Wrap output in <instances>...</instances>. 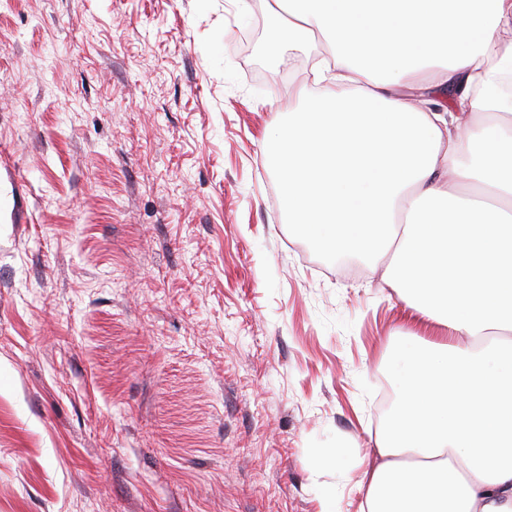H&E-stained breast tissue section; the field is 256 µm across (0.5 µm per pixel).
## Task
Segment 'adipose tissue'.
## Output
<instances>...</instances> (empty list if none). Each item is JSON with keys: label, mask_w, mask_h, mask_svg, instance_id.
Wrapping results in <instances>:
<instances>
[{"label": "adipose tissue", "mask_w": 512, "mask_h": 512, "mask_svg": "<svg viewBox=\"0 0 512 512\" xmlns=\"http://www.w3.org/2000/svg\"><path fill=\"white\" fill-rule=\"evenodd\" d=\"M268 29L330 48L266 133L289 223L387 257L432 333L397 355L360 512H512V0H274Z\"/></svg>", "instance_id": "1"}]
</instances>
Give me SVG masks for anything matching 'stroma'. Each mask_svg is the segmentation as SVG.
Instances as JSON below:
<instances>
[{"label": "stroma", "instance_id": "1", "mask_svg": "<svg viewBox=\"0 0 512 512\" xmlns=\"http://www.w3.org/2000/svg\"><path fill=\"white\" fill-rule=\"evenodd\" d=\"M272 0H0V512H359L418 327L289 224Z\"/></svg>", "mask_w": 512, "mask_h": 512}]
</instances>
